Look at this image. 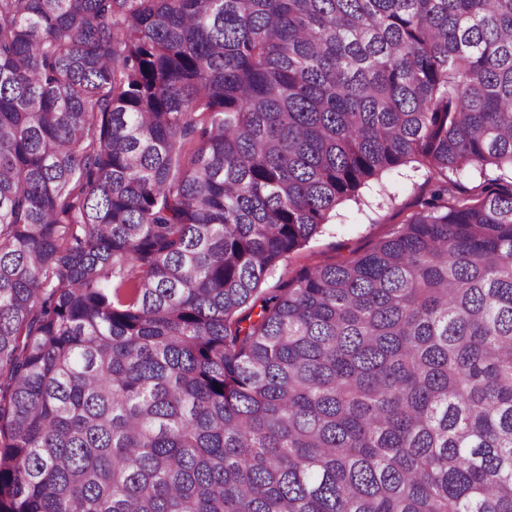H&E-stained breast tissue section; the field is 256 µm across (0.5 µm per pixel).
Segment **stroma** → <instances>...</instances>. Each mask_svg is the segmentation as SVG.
I'll use <instances>...</instances> for the list:
<instances>
[{
	"label": "stroma",
	"instance_id": "1",
	"mask_svg": "<svg viewBox=\"0 0 512 512\" xmlns=\"http://www.w3.org/2000/svg\"><path fill=\"white\" fill-rule=\"evenodd\" d=\"M454 197L479 200L501 185H512V169L488 168L452 172ZM434 189L426 167L410 162L385 172L363 186L359 197L337 206L333 216L310 243L292 253L265 281L266 290L284 287L300 270L337 264L390 238L420 209Z\"/></svg>",
	"mask_w": 512,
	"mask_h": 512
}]
</instances>
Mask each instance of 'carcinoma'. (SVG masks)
<instances>
[{
	"instance_id": "1",
	"label": "carcinoma",
	"mask_w": 512,
	"mask_h": 512,
	"mask_svg": "<svg viewBox=\"0 0 512 512\" xmlns=\"http://www.w3.org/2000/svg\"><path fill=\"white\" fill-rule=\"evenodd\" d=\"M433 199L266 278L368 180ZM512 0H0V512H512ZM448 181L455 183L453 196H448V204L456 198H467L476 201L500 185L512 186V170L508 167L496 169L495 167L481 169H468L464 172L448 171Z\"/></svg>"
}]
</instances>
